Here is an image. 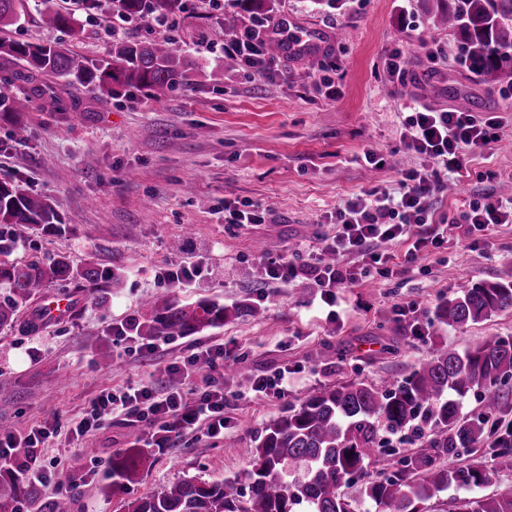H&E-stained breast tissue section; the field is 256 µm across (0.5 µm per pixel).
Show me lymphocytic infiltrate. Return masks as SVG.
Returning <instances> with one entry per match:
<instances>
[{
	"label": "lymphocytic infiltrate",
	"instance_id": "f902f5d3",
	"mask_svg": "<svg viewBox=\"0 0 512 512\" xmlns=\"http://www.w3.org/2000/svg\"><path fill=\"white\" fill-rule=\"evenodd\" d=\"M276 25L273 17L255 14L239 40L230 50L240 57L245 67L263 70V47ZM500 124L457 110H433L426 106L415 109L405 122V145L426 158L443 163L450 169H461L464 148H483L495 136ZM406 190L399 202H391L387 194L371 190L350 201L336 213L339 231L335 250L368 253L373 241H392L409 233L412 225L429 220L430 201L440 184L428 171H409L404 175ZM127 412L142 421L161 416L167 423L162 433L152 434L146 445L166 447L169 433L205 426L210 435L224 431V384L211 381L205 387L186 394L180 389L158 391L143 386L120 395L102 390L95 397L85 416L70 427L72 436L83 438L104 421L106 415Z\"/></svg>",
	"mask_w": 512,
	"mask_h": 512
}]
</instances>
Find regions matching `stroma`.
Listing matches in <instances>:
<instances>
[{"label": "stroma", "mask_w": 512, "mask_h": 512, "mask_svg": "<svg viewBox=\"0 0 512 512\" xmlns=\"http://www.w3.org/2000/svg\"><path fill=\"white\" fill-rule=\"evenodd\" d=\"M271 7L297 27L318 29L324 50L299 63L276 55L264 74L250 72L238 57L208 46L224 43L225 25H249L251 11L240 0H224L220 9L197 0L163 27L144 23L123 34L170 39L196 65L188 84L161 99L124 93L105 107L97 90L57 81L55 99L35 97L27 110L0 117V180L52 199L67 226L59 235L16 227V243L0 262L64 256L112 274L94 290L46 288V296L76 301L71 315L31 333L0 328V428L23 433L58 421L43 451L52 476L39 490L70 497L73 512H121L122 503L186 477H243L257 432L313 391L400 381L439 354L512 336V310L462 328L435 317L439 303L495 281L512 265V221L480 231L465 220L473 202L512 198V112L505 109L512 71H473L456 36L436 25L435 0H273ZM60 8L73 14L74 30L51 25L37 0H26L6 39L62 42L87 59L107 57L112 0L91 11L78 0H62ZM395 48L407 60L402 84L385 69ZM327 78L332 87L324 86ZM416 102L497 118L498 136L488 149L467 151L461 170L448 171L402 142ZM17 123L24 139L12 135ZM369 150L384 156L382 167L365 165ZM423 168L445 185L431 201L429 223L376 244L380 271L367 257H337L358 279L336 289L334 305L325 304L311 268L338 233L336 211L372 189L400 198L404 173ZM228 201L260 206L264 223H225ZM421 236L430 245L408 261ZM275 259L294 265L296 276L267 279L265 265ZM176 267L198 275L185 284L163 282L162 269ZM164 297L182 305L256 303L264 314L150 344L137 336L114 341L112 324L150 316V301ZM218 343L239 373L224 385L223 435L187 430L172 437L166 453L147 449L139 480L113 489V457L151 425L117 413L79 442L69 424L103 389L168 387L160 369ZM104 354L112 360L105 369ZM283 371V395L254 391L257 378ZM473 458L492 475L485 493L512 490V472L498 470L489 446L437 463Z\"/></svg>", "instance_id": "obj_1"}]
</instances>
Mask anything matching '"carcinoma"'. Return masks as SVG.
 Listing matches in <instances>:
<instances>
[{
    "instance_id": "obj_1",
    "label": "carcinoma",
    "mask_w": 512,
    "mask_h": 512,
    "mask_svg": "<svg viewBox=\"0 0 512 512\" xmlns=\"http://www.w3.org/2000/svg\"><path fill=\"white\" fill-rule=\"evenodd\" d=\"M49 23L73 28L74 18L63 14L58 0H40ZM128 17L159 16L182 11V0H113ZM437 23L460 40L471 69L493 73L512 63V0H437ZM23 0H0V32L15 25ZM14 60L23 67L0 76V111H23L32 97L52 96V88L35 85L45 74L68 85L92 86L99 101L112 100V85L145 89L162 97L176 83L189 80L192 62L166 40H123L112 44L106 59L95 62L64 46H47L0 39V60ZM31 85L30 93L17 94V83ZM25 224L47 233L64 229L55 204L20 185L0 181V225ZM101 279L87 264L75 267L64 258L0 263V284L9 294L0 296V328L18 323V313L35 296L54 283L74 282L92 289ZM512 309V267L496 282L480 283L463 295L440 304L436 317L452 328L482 321ZM263 310L250 303L228 308L202 301L181 306L163 299L144 321L134 318L131 329L138 336H184L217 327L228 319L260 317ZM512 386V337L495 336L463 352H447L420 363L399 384L353 381L319 389L292 406L256 436L252 468L245 474L247 487L238 480L199 481L185 478L161 491L121 506L123 512H351L341 487L362 480L363 495L382 512H426L425 503L453 488L452 512H512V491L473 495L471 491L491 482L489 472L477 462L464 467H441L436 459L459 448H475L485 440L486 424L503 412ZM484 391L483 414L477 420L460 416L461 401L473 390ZM405 428L420 438L422 449L400 460L392 474L378 467L382 454L380 430ZM140 439L112 458L118 488L137 478L144 455ZM498 467L512 470V426L497 431ZM15 468H0V512H19L28 501L35 512H71L67 497L45 498L38 489L23 486L16 470L27 465L32 450H11ZM376 474L366 480L365 461Z\"/></svg>"
}]
</instances>
